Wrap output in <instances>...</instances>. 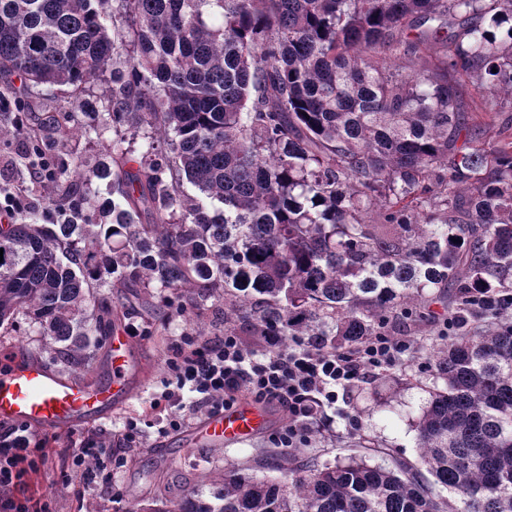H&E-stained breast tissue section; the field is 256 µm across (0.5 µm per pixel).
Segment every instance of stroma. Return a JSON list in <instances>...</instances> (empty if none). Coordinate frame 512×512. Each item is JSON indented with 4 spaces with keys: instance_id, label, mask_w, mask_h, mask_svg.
<instances>
[{
    "instance_id": "1",
    "label": "stroma",
    "mask_w": 512,
    "mask_h": 512,
    "mask_svg": "<svg viewBox=\"0 0 512 512\" xmlns=\"http://www.w3.org/2000/svg\"><path fill=\"white\" fill-rule=\"evenodd\" d=\"M105 87L95 83L81 94L67 87H40L28 99L23 116L33 134L55 157L68 163L95 165L112 157V130L95 129V114L102 111ZM65 112L75 135L44 126L43 113ZM13 112H0V183L31 186L30 170L22 157L24 146L12 133ZM100 294L111 296L115 325L125 329L137 325L142 336L131 338L138 376L131 389L129 405L117 414L91 418L77 430L43 435L45 457L36 470L27 472L14 489L16 496L39 501L45 512H130L134 503L157 498H179L197 489L203 476L235 465L251 468L254 475L266 476V466L276 463L282 449L274 447L271 434L282 427L286 414L268 407L269 423L261 433L241 446L213 448L191 441L189 428L165 434L147 426L150 404L159 400L167 377L166 361L180 337L195 332L211 338L224 333V303L208 300L198 320L183 316L167 322L142 313L143 304L158 306L157 293L112 295L107 285ZM442 320L416 323L393 322L389 333L410 337L414 347L405 364L385 369L379 375L341 392L336 403L331 432L308 434L298 458L318 465L333 464L356 457L372 465H388L399 458L410 462L419 455L415 422L437 380L429 366V351L444 343ZM19 346L58 374L84 385L106 381L112 372L109 343L93 348L91 358L78 368L67 367L46 351V339L25 317L0 327V348ZM143 421L140 447L124 455L112 467L113 498H105L88 488L75 463V443L81 436L94 434L111 447H119L129 420Z\"/></svg>"
}]
</instances>
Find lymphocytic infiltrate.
Here are the masks:
<instances>
[{
  "label": "lymphocytic infiltrate",
  "mask_w": 512,
  "mask_h": 512,
  "mask_svg": "<svg viewBox=\"0 0 512 512\" xmlns=\"http://www.w3.org/2000/svg\"><path fill=\"white\" fill-rule=\"evenodd\" d=\"M266 344L258 359L229 332L207 339L183 336L167 362L171 374L164 395L167 428H181L198 412L208 416L223 412L244 394L287 414V425L271 441L290 450L298 447L306 432L329 430L331 417L316 416V407L335 406L339 390L403 363L412 347L410 340L386 333L350 350L320 348L305 337L287 343L270 336ZM32 453L29 438L18 427L0 432L1 489L12 483L16 468Z\"/></svg>",
  "instance_id": "1"
}]
</instances>
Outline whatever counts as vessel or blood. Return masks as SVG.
Segmentation results:
<instances>
[{
    "mask_svg": "<svg viewBox=\"0 0 512 512\" xmlns=\"http://www.w3.org/2000/svg\"><path fill=\"white\" fill-rule=\"evenodd\" d=\"M112 374L89 388L59 376L36 360L16 364L0 360V420L28 423L42 433L64 432L81 421L122 407L128 400L131 344L125 331L111 336ZM268 425L263 407L240 403L207 417L192 430L195 442L213 446L241 445Z\"/></svg>",
    "mask_w": 512,
    "mask_h": 512,
    "instance_id": "obj_1",
    "label": "vessel or blood"
}]
</instances>
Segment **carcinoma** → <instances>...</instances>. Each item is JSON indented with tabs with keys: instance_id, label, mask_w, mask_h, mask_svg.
<instances>
[{
	"instance_id": "carcinoma-1",
	"label": "carcinoma",
	"mask_w": 512,
	"mask_h": 512,
	"mask_svg": "<svg viewBox=\"0 0 512 512\" xmlns=\"http://www.w3.org/2000/svg\"><path fill=\"white\" fill-rule=\"evenodd\" d=\"M427 44L436 71L393 67ZM0 76L17 100L109 88L112 166L54 163L18 126L54 211L0 184L22 203L0 224V325L24 314L74 367L112 332L105 274L167 293L163 321L221 298L249 336L333 349L448 289L417 463L284 456L279 478L227 467L133 512H512V323L476 326L512 303V139L480 142L462 93L512 112V0H0Z\"/></svg>"
}]
</instances>
